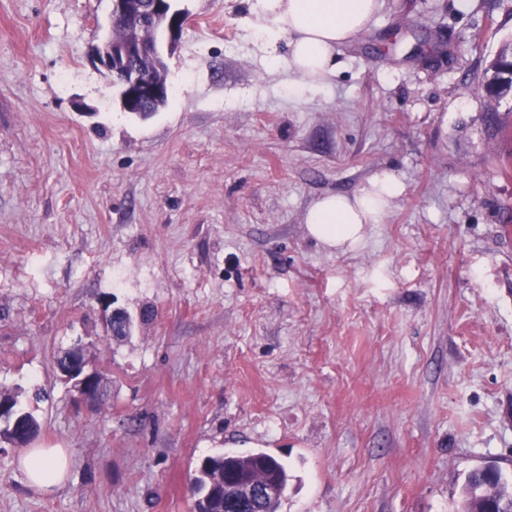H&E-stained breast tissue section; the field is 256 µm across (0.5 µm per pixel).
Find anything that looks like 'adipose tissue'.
<instances>
[{"label":"adipose tissue","mask_w":512,"mask_h":512,"mask_svg":"<svg viewBox=\"0 0 512 512\" xmlns=\"http://www.w3.org/2000/svg\"><path fill=\"white\" fill-rule=\"evenodd\" d=\"M380 0H256L259 19L254 34L269 47V66H286L305 84L316 87L336 73V50L364 31ZM287 41L288 57L276 54ZM403 191L391 173L370 179L351 195L333 194L315 200L304 222L311 237L327 249L346 251L361 244L367 225L381 223L391 199ZM32 486L54 489L63 485L68 452L63 448H33L20 458Z\"/></svg>","instance_id":"1"}]
</instances>
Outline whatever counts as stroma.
I'll return each instance as SVG.
<instances>
[{
	"label": "stroma",
	"instance_id": "1",
	"mask_svg": "<svg viewBox=\"0 0 512 512\" xmlns=\"http://www.w3.org/2000/svg\"><path fill=\"white\" fill-rule=\"evenodd\" d=\"M252 4L176 0L142 119L93 58L111 0H0V392L71 460L43 492L0 442V512H193L226 451L287 464L278 512H457L471 469L512 475V141L483 121L512 113V0H380L316 89L267 66ZM383 171L404 190L362 245L310 237ZM78 344L94 405L54 363ZM511 58L512 42H505L489 67L492 75L488 87L500 96L508 95L512 91Z\"/></svg>",
	"mask_w": 512,
	"mask_h": 512
}]
</instances>
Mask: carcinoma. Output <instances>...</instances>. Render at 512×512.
<instances>
[{"label":"carcinoma","mask_w":512,"mask_h":512,"mask_svg":"<svg viewBox=\"0 0 512 512\" xmlns=\"http://www.w3.org/2000/svg\"><path fill=\"white\" fill-rule=\"evenodd\" d=\"M144 72L158 82L167 81L166 64L151 59L142 62ZM488 87L500 96L512 91V42L504 43L490 64ZM0 404L16 415L17 425L32 436L40 425L23 410L10 392H0ZM287 466L265 451L246 455L226 452L202 458L191 481L194 512H253L250 501L240 496L253 485H269L275 494L266 501L263 512H277L288 488ZM460 512H512V478L494 466L469 471L460 493Z\"/></svg>","instance_id":"1"}]
</instances>
